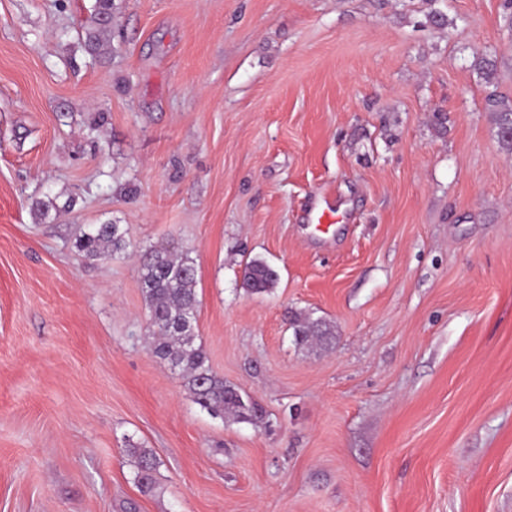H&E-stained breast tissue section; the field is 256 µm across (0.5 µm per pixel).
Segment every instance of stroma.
<instances>
[{
	"mask_svg": "<svg viewBox=\"0 0 512 512\" xmlns=\"http://www.w3.org/2000/svg\"><path fill=\"white\" fill-rule=\"evenodd\" d=\"M502 3L113 0L92 51L95 0H0V512H512ZM107 222L194 258L199 338L262 419L151 353L137 258L74 246ZM487 110L494 117L501 145L512 152V101L492 94L487 98ZM277 280L278 274L272 266L263 259L253 258L245 265L242 286L252 294L270 293ZM289 327L292 329L295 344L299 346L328 345L336 335L334 328L329 323L322 320L310 321L301 314L290 316ZM130 457L131 465L134 467V483L144 493H152L157 489L155 472L158 462L154 453L147 448L131 446L126 448Z\"/></svg>",
	"mask_w": 512,
	"mask_h": 512,
	"instance_id": "35a3bbf8",
	"label": "stroma"
}]
</instances>
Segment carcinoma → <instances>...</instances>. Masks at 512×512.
<instances>
[{
	"label": "carcinoma",
	"mask_w": 512,
	"mask_h": 512,
	"mask_svg": "<svg viewBox=\"0 0 512 512\" xmlns=\"http://www.w3.org/2000/svg\"><path fill=\"white\" fill-rule=\"evenodd\" d=\"M112 22V0H95L93 27L86 31L88 46L95 50ZM487 110L492 113L501 145L512 151V101L490 95ZM75 247L88 259H120L131 243L121 224H82L75 234ZM141 288L150 325L153 328L151 353L166 361L184 381L194 401L215 417L252 422L260 417L258 404L243 397L224 382L211 367L202 345L196 343V316L199 305L195 260L173 246L149 247L140 253ZM278 280L276 270L266 261L253 258L246 263L242 286L251 294L269 293ZM294 342L299 346L328 345L334 328L294 314L289 318ZM134 467V483L144 493L157 489L158 462L147 448L127 449Z\"/></svg>",
	"instance_id": "carcinoma-1"
}]
</instances>
